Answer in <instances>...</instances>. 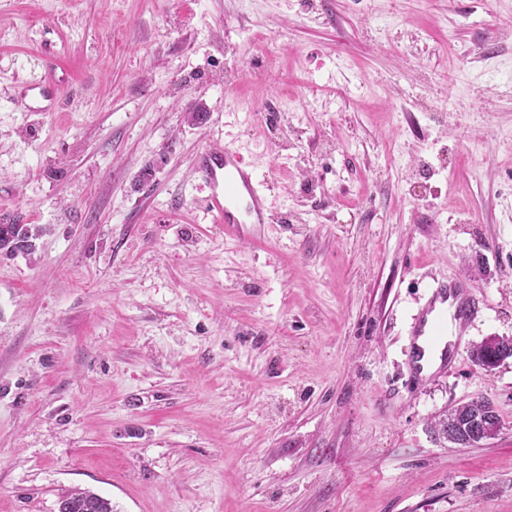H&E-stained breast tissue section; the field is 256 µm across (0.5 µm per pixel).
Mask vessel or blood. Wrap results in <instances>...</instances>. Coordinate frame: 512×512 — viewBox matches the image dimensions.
Segmentation results:
<instances>
[{
	"label": "vessel or blood",
	"instance_id": "b4317fda",
	"mask_svg": "<svg viewBox=\"0 0 512 512\" xmlns=\"http://www.w3.org/2000/svg\"><path fill=\"white\" fill-rule=\"evenodd\" d=\"M22 97L47 112L54 111L59 102L55 89L42 81L26 84ZM194 168L208 188L204 206L218 223L268 222L266 196L260 184L255 183L249 162L238 150L207 147L196 155ZM476 311L466 282L438 280L431 284L428 305L415 318L412 340L405 351L412 380L420 379L423 363L430 355H439L445 364L457 358L458 346L449 342L448 337Z\"/></svg>",
	"mask_w": 512,
	"mask_h": 512
}]
</instances>
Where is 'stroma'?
I'll return each instance as SVG.
<instances>
[{
    "label": "stroma",
    "mask_w": 512,
    "mask_h": 512,
    "mask_svg": "<svg viewBox=\"0 0 512 512\" xmlns=\"http://www.w3.org/2000/svg\"><path fill=\"white\" fill-rule=\"evenodd\" d=\"M213 144L268 223L202 206ZM3 218L42 233L0 259V512H512V358L471 360L512 336V0H0ZM455 278L460 360L412 384ZM472 400L499 433L438 435ZM21 98L36 104V106L27 104L32 112L54 111L60 100L55 89L42 80L40 82L26 84L23 88ZM41 104L44 105L41 106ZM427 288H430L428 305L414 319L410 335L412 340L405 351L410 377L415 381L424 379L421 372L429 354L440 351V367L457 358L458 346L456 342H448V336H454L457 328L477 312L476 303L468 292V284L462 280H437ZM448 305L452 309L449 319ZM482 407H484V410L489 409V411H491L493 413L492 416L495 419V424L499 431L500 427H501V421H500V417H499V414L497 413L496 409L494 407H491L490 404L487 402H483V404H481V403H478L473 400L471 402H467V403L458 405L456 408H454L451 411V413L449 415L446 414L445 418L440 419V421L437 424V429L439 431L438 433H440V435H442L443 438L448 440V438L454 434L453 428L450 425H448V420H450L451 417H453L454 415L457 416L458 414H460L461 420H462L463 417H465L467 414H471L472 411L474 410V408H482ZM447 431H448V435L446 434ZM61 499H67L64 512H112L108 499L89 490H76Z\"/></svg>",
    "instance_id": "stroma-1"
}]
</instances>
